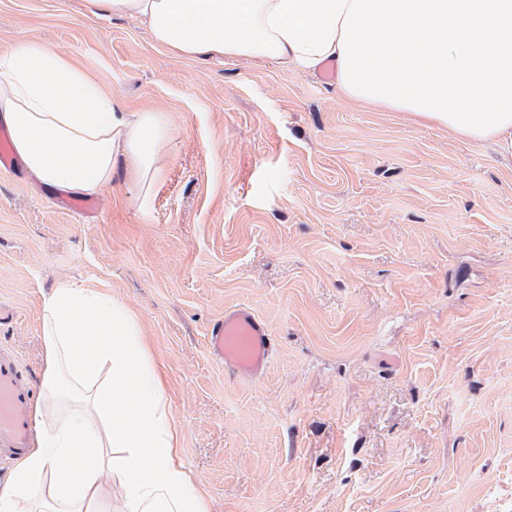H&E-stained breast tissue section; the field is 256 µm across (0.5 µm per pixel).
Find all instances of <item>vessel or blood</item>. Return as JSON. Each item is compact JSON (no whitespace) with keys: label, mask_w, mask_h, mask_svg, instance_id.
Masks as SVG:
<instances>
[{"label":"vessel or blood","mask_w":512,"mask_h":512,"mask_svg":"<svg viewBox=\"0 0 512 512\" xmlns=\"http://www.w3.org/2000/svg\"><path fill=\"white\" fill-rule=\"evenodd\" d=\"M209 348L225 368L246 378L261 376L271 346L265 323L248 307L226 310L212 328ZM34 391L18 356L0 346V457L17 459L31 446Z\"/></svg>","instance_id":"b4317fda"}]
</instances>
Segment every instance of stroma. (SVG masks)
<instances>
[{
	"label": "stroma",
	"instance_id": "stroma-1",
	"mask_svg": "<svg viewBox=\"0 0 512 512\" xmlns=\"http://www.w3.org/2000/svg\"><path fill=\"white\" fill-rule=\"evenodd\" d=\"M23 41L172 127L163 177L119 162L91 215L0 171V345L33 387L44 295L102 285L141 315L209 512H512V161L87 0H0V53ZM239 305L272 341L252 381L208 345Z\"/></svg>",
	"mask_w": 512,
	"mask_h": 512
}]
</instances>
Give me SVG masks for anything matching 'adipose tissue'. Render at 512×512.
Wrapping results in <instances>:
<instances>
[{"label": "adipose tissue", "instance_id": "obj_1", "mask_svg": "<svg viewBox=\"0 0 512 512\" xmlns=\"http://www.w3.org/2000/svg\"><path fill=\"white\" fill-rule=\"evenodd\" d=\"M191 59L332 61L350 101L493 143L512 160V0H89ZM0 124L43 184L95 195L126 158L139 186L164 173L170 123L127 112L44 45L0 54ZM44 398L35 442L0 485V512H207L188 472L139 313L60 281L42 306Z\"/></svg>", "mask_w": 512, "mask_h": 512}]
</instances>
